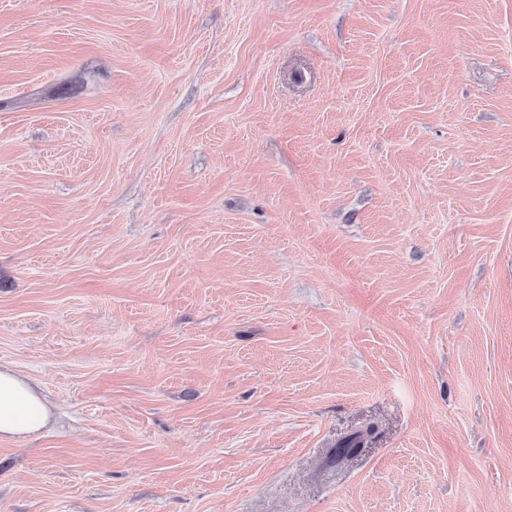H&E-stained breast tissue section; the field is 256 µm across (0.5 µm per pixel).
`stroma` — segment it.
Returning a JSON list of instances; mask_svg holds the SVG:
<instances>
[{"instance_id": "1", "label": "stroma", "mask_w": 512, "mask_h": 512, "mask_svg": "<svg viewBox=\"0 0 512 512\" xmlns=\"http://www.w3.org/2000/svg\"><path fill=\"white\" fill-rule=\"evenodd\" d=\"M0 363V512H512V0H0ZM51 409L39 387L9 366L0 365V439H23L44 430ZM372 434L373 429L369 427L343 436L328 449L326 462L339 465L353 458L368 443Z\"/></svg>"}]
</instances>
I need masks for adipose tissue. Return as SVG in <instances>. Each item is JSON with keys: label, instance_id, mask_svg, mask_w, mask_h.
Instances as JSON below:
<instances>
[{"label": "adipose tissue", "instance_id": "adipose-tissue-1", "mask_svg": "<svg viewBox=\"0 0 512 512\" xmlns=\"http://www.w3.org/2000/svg\"><path fill=\"white\" fill-rule=\"evenodd\" d=\"M51 409L39 387L11 367L0 365V439H23L44 430Z\"/></svg>", "mask_w": 512, "mask_h": 512}]
</instances>
